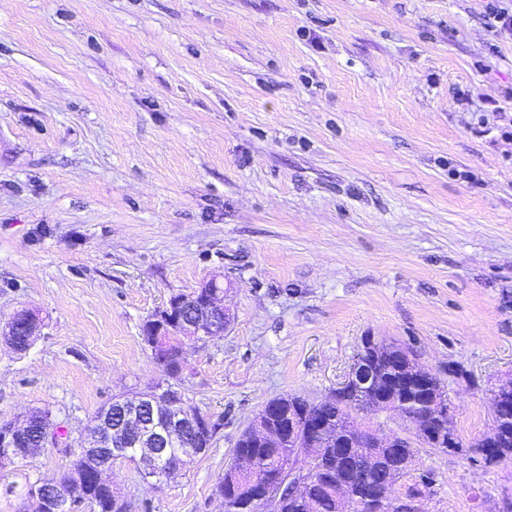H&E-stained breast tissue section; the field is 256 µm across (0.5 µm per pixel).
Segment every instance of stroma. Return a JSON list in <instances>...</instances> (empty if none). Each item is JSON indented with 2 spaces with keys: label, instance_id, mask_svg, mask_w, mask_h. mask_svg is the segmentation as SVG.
<instances>
[{
  "label": "stroma",
  "instance_id": "35a3bbf8",
  "mask_svg": "<svg viewBox=\"0 0 512 512\" xmlns=\"http://www.w3.org/2000/svg\"><path fill=\"white\" fill-rule=\"evenodd\" d=\"M509 123L512 39L484 0H0V323L40 319L27 351L0 337V423L47 409L80 436L162 379L145 320L219 275L234 319L177 381L218 433L159 487L115 463L129 512H224L248 422L329 396L369 335L484 437L512 378ZM74 460L0 463V512ZM425 471L424 512L512 498V462L428 448L394 495ZM493 391L494 389H492L491 392ZM510 391H512L511 379L499 383L498 386L495 388V392H493L491 395L490 403L492 406L493 413V428L487 434V436L489 437H493L495 434L498 433V425L502 414L506 410H510L511 408V404L504 399V397H506Z\"/></svg>",
  "mask_w": 512,
  "mask_h": 512
}]
</instances>
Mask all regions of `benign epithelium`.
Returning <instances> with one entry per match:
<instances>
[{
    "instance_id": "obj_1",
    "label": "benign epithelium",
    "mask_w": 512,
    "mask_h": 512,
    "mask_svg": "<svg viewBox=\"0 0 512 512\" xmlns=\"http://www.w3.org/2000/svg\"><path fill=\"white\" fill-rule=\"evenodd\" d=\"M223 292V282L215 276L203 283L192 295L193 301L172 297L156 310L145 322L146 332L142 333L152 354L159 360H164V354L169 349L167 337L180 336L181 343L198 342L204 338L219 336L226 331L231 323L229 310L217 304V295ZM390 341L375 336H367L358 348L354 361L345 379L336 388L335 394L340 397L347 392H354L359 398L358 414H379L385 412L390 401L379 391L382 383V373L374 366L384 354ZM512 391V380L498 384L492 393L490 403L493 413V428L488 433L492 437L498 433V425L502 414L512 408L505 397ZM177 395L170 387H153L141 392L133 398L113 400L107 407L106 416L118 421L116 426H108L102 422L96 431L83 435L73 442L79 448L78 458L82 461L94 455V449L101 446L104 428L108 427L114 434L112 440V460H135L142 479L151 484L168 481L173 474L185 463L194 459L200 450L197 441L183 444L181 453L173 455V442L183 437V432L189 427L196 431L208 430L211 421L200 413L183 410L171 415L167 423L159 425L154 421L155 413L176 404ZM413 430L414 437L419 441H440V435L435 433L433 425L446 427L444 418L435 413L409 417L402 415ZM29 426V418L21 422L0 423V460L11 461L20 455L22 443ZM253 435L281 442L287 441L288 447L295 452L283 461L282 474L272 482L261 477L254 482L255 491L251 501L257 512H279L281 502L285 498L294 500L298 506L308 501L305 487L308 475L312 471L314 456L312 454L310 428L297 425L288 428L275 419H266L254 425ZM370 445L374 448H410L412 441L397 434L382 435L373 431L369 436ZM37 448H59L61 441L52 436V425L42 421L35 440ZM36 501L41 512H76L84 502L79 484L42 482L36 492ZM336 503L338 512H353L369 509L376 505L373 498L351 492L347 485L336 488Z\"/></svg>"
}]
</instances>
